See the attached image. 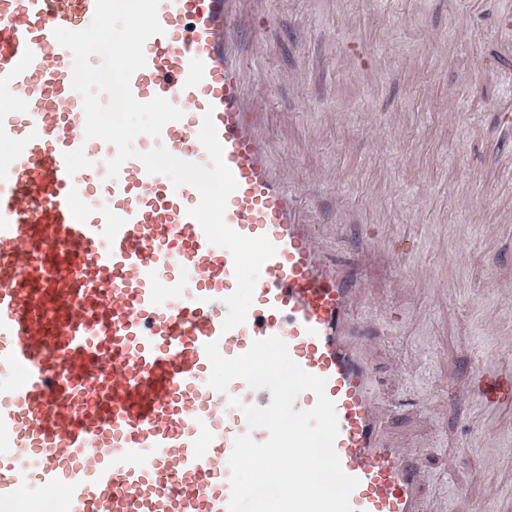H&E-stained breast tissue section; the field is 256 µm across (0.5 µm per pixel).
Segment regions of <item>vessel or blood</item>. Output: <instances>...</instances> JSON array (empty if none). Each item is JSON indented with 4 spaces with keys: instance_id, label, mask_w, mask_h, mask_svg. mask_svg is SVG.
Returning <instances> with one entry per match:
<instances>
[{
    "instance_id": "b4317fda",
    "label": "vessel or blood",
    "mask_w": 512,
    "mask_h": 512,
    "mask_svg": "<svg viewBox=\"0 0 512 512\" xmlns=\"http://www.w3.org/2000/svg\"><path fill=\"white\" fill-rule=\"evenodd\" d=\"M240 2L160 0L164 32L131 79L137 100L183 111L158 138L181 160L208 164L197 133L212 113L238 183L225 223L276 247L246 322L226 332L234 258L190 216L197 189L136 159L102 180L116 149L84 142L73 55L54 31L85 28L95 0H0V101L18 105L0 111V512L27 498L65 512H230L235 438L269 436L242 409L271 393L241 379L212 389L204 346L234 358L271 336L326 380L334 449L359 481L353 512H428V475L390 431L361 316L367 261L336 259L273 161L245 89ZM79 148L93 166L68 174L64 155ZM468 393L512 412V362H480Z\"/></svg>"
}]
</instances>
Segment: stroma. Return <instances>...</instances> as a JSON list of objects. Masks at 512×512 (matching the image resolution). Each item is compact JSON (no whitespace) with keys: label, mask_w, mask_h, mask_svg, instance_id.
Segmentation results:
<instances>
[{"label":"stroma","mask_w":512,"mask_h":512,"mask_svg":"<svg viewBox=\"0 0 512 512\" xmlns=\"http://www.w3.org/2000/svg\"><path fill=\"white\" fill-rule=\"evenodd\" d=\"M257 100L274 161L346 222L336 256L370 252L363 318L397 405L391 431L419 449L431 512H512V414L464 387L512 320V129L495 110L499 19L512 0H249ZM492 441L496 460L478 450Z\"/></svg>","instance_id":"35a3bbf8"}]
</instances>
